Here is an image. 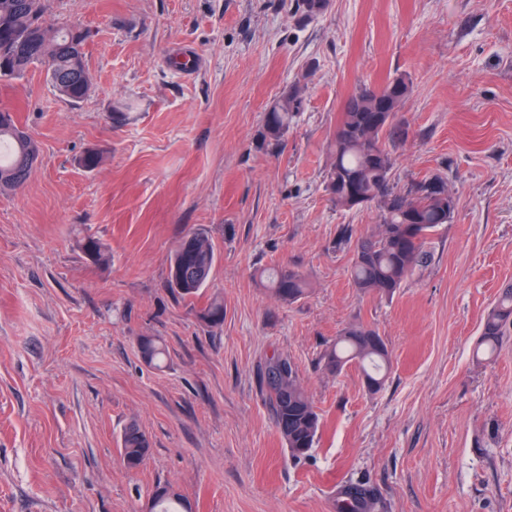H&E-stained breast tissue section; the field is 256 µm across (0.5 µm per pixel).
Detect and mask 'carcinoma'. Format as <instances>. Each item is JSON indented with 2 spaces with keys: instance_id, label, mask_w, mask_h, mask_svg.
<instances>
[{
  "instance_id": "1",
  "label": "carcinoma",
  "mask_w": 512,
  "mask_h": 512,
  "mask_svg": "<svg viewBox=\"0 0 512 512\" xmlns=\"http://www.w3.org/2000/svg\"><path fill=\"white\" fill-rule=\"evenodd\" d=\"M46 0H0V82L9 83L30 66L54 69L60 84L53 85L60 97L71 103L83 101L91 91L88 71L69 69L75 50L72 25L49 28L44 23ZM412 84L395 77L378 90L361 89L346 100L331 142L332 163L326 189L342 207L348 190L363 196L367 205L380 208L379 231L357 241L350 277L358 290L390 298L414 269L428 260L426 239L439 226L451 222L456 201L448 183L433 175L413 183L407 190H394L390 183L393 159L386 141L402 133L395 123V108L409 98ZM299 89L281 96L264 114L261 135L275 144L284 141L296 116ZM39 157L32 138L19 135L14 113L0 108V190H17L28 181ZM78 248L89 261L103 265L110 260L103 244L91 235L78 239ZM218 261L208 233L186 232L171 259L166 288L180 299H192L208 286ZM266 287L280 301L294 303L309 293L304 275L290 267L274 266L261 272ZM212 326L224 322V301L213 298L199 313ZM512 322V285L502 289L488 312L479 348L495 353ZM142 359L155 367L164 365L167 350L156 336H141ZM319 363L339 370L354 363L367 387L382 388L390 364V353L379 332L356 325L342 331L321 356ZM260 392L290 458L302 460L312 452L321 436V420L307 393L295 361L283 352H273L257 367ZM150 448L140 427L132 422L121 436V454L130 468L139 466ZM180 495L165 486L156 490L151 512H182ZM371 490L362 484L345 487L336 499V512H372Z\"/></svg>"
}]
</instances>
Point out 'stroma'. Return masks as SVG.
Masks as SVG:
<instances>
[{"mask_svg": "<svg viewBox=\"0 0 512 512\" xmlns=\"http://www.w3.org/2000/svg\"><path fill=\"white\" fill-rule=\"evenodd\" d=\"M45 18L89 30L93 85L77 104L38 66L0 85L40 147L25 186L0 192V512H148L167 484L191 512H336L351 481L375 512H512V324L497 356L474 355L512 284V0H325L307 18L298 0H47ZM398 76L412 94L392 182L443 176L456 209L388 299L349 276L379 208L336 206L326 176L346 99ZM294 84L300 109L267 145L263 115ZM191 228L218 261L182 301L165 282ZM81 232L109 263L84 257ZM270 265L310 295L281 304L255 279ZM213 295L218 327L199 317ZM359 324L391 355L377 392L355 365L319 363ZM141 336L161 337L164 368ZM275 350L322 418L298 464L257 386ZM132 421L150 441L134 470ZM138 350L142 359L155 367H162L168 359V353L164 344L156 336L139 337ZM121 447V454L126 465L135 468L145 459L150 445L145 433L135 422H132L123 431Z\"/></svg>", "mask_w": 512, "mask_h": 512, "instance_id": "stroma-1", "label": "stroma"}]
</instances>
